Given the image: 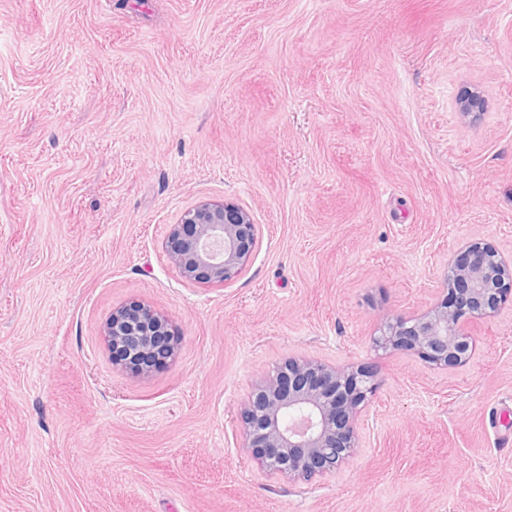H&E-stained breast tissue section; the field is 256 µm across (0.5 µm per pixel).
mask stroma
Segmentation results:
<instances>
[{"label": "stroma", "mask_w": 512, "mask_h": 512, "mask_svg": "<svg viewBox=\"0 0 512 512\" xmlns=\"http://www.w3.org/2000/svg\"><path fill=\"white\" fill-rule=\"evenodd\" d=\"M204 199L258 229L225 284L164 248ZM474 241L512 255V0H0V512H512V307L458 368L373 345ZM291 355L379 382L309 482L239 421ZM105 336L112 350V364L142 374L166 365L175 351L168 321L141 304L112 312Z\"/></svg>", "instance_id": "obj_1"}]
</instances>
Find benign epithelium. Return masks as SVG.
I'll return each instance as SVG.
<instances>
[{
    "label": "benign epithelium",
    "instance_id": "7a95c632",
    "mask_svg": "<svg viewBox=\"0 0 512 512\" xmlns=\"http://www.w3.org/2000/svg\"><path fill=\"white\" fill-rule=\"evenodd\" d=\"M256 243V225L243 207L201 200L171 225L166 249L186 281L223 284L242 272ZM445 288L426 313L388 321L375 346L414 352L447 368L467 364L474 351L471 323L512 303V260L474 242L448 263ZM105 336L112 364L142 374L166 365L175 351L168 321L141 304L112 312ZM376 388L365 367L290 356L241 407L244 448L275 476L334 475L360 448V408Z\"/></svg>",
    "mask_w": 512,
    "mask_h": 512
}]
</instances>
